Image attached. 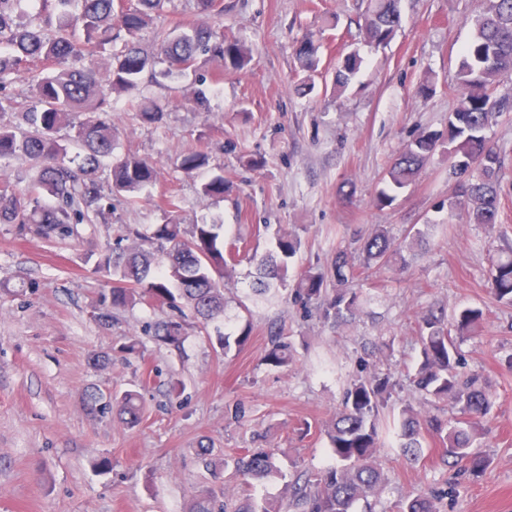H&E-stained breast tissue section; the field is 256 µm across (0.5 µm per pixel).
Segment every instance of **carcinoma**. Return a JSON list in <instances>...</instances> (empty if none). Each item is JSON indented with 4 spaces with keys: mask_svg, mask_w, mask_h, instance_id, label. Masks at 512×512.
Listing matches in <instances>:
<instances>
[{
    "mask_svg": "<svg viewBox=\"0 0 512 512\" xmlns=\"http://www.w3.org/2000/svg\"><path fill=\"white\" fill-rule=\"evenodd\" d=\"M20 2L0 0V164L25 157L33 162L35 175L24 188L0 176V224H18L48 240L65 238L76 224L110 222L112 198H134L156 181L153 163L133 153L115 155L116 131L108 119L112 98L136 97V121L158 127L165 111L142 95L145 74L173 80L213 62L215 69L209 78L217 86L224 80V68L248 66L252 49L238 40L224 39V0H193L192 19L176 18L156 30L149 49L141 44V33L153 15L165 12L171 0H79L77 14L70 10L74 0H36L37 11L25 22L15 19V5ZM399 2L368 0L362 29L365 44L384 47L394 38L401 24ZM472 24L473 41L457 71L461 98L448 115L447 138L423 131L410 140L390 166L376 202H388V190L402 189L415 180L444 143L451 160L448 177L457 182V190L448 198V210H463L470 223L492 230L499 213L504 158L490 142L487 130L503 111L512 109L511 97L493 96L501 79L512 76V0H485ZM295 55L305 74L301 86L309 88L319 67L318 47L305 37ZM99 59L107 61L104 72L97 65ZM361 63L356 52L344 58L336 70V91L346 87ZM18 78L26 80L32 90V97L22 103L12 91ZM176 163L187 174L198 173L208 169L210 155L203 148L188 149L178 155ZM198 193L206 199L223 197L224 175L204 176ZM178 209L176 197H168L162 223L148 233L129 229L100 259L98 269L112 280V288L93 317L110 328L114 312L139 301L160 303L176 316L149 327L156 341L181 348L188 309L201 328L215 326L222 350L240 347L248 336L221 331L224 274L238 261L240 249L224 248L223 224L218 220H204L184 231ZM355 242L358 247L352 253L336 250L331 264L336 282L333 294L323 288L321 274L308 272L296 283L294 301L304 308L317 305L326 322L335 323L356 311L359 292L350 286L356 277L383 266H407L401 245L383 225H376ZM300 247L297 236L283 232L277 235L274 250L251 257L254 292L265 295L286 286L288 259ZM490 285L497 300L512 301V252L493 261ZM485 320L479 308H464L451 320L439 307H430L419 316L420 358L413 383L428 402L448 404L453 416H421L402 407L397 437L405 457L419 460L429 437L440 442L446 456L468 469L482 468L484 460L470 448L482 435L481 421L494 405L493 394L483 376L462 372L465 356L458 339L477 332ZM263 359L273 367L288 366L292 360L288 337L271 336ZM394 393L388 374L358 376L347 385L326 430L336 464L284 483V495L296 499L302 512H352L356 502L368 504L378 497L385 482L377 460L379 420ZM86 397L93 414L105 417L112 413L128 425L142 419V398L135 392L112 401L91 392ZM230 467L246 480L286 478L268 448H247L224 459L222 465L211 468L213 477L220 478ZM189 512L281 510L270 502L259 506L249 498H220L203 487ZM398 512H437L435 498L409 496L399 503Z\"/></svg>",
    "mask_w": 512,
    "mask_h": 512,
    "instance_id": "cac0c4a2",
    "label": "carcinoma"
}]
</instances>
